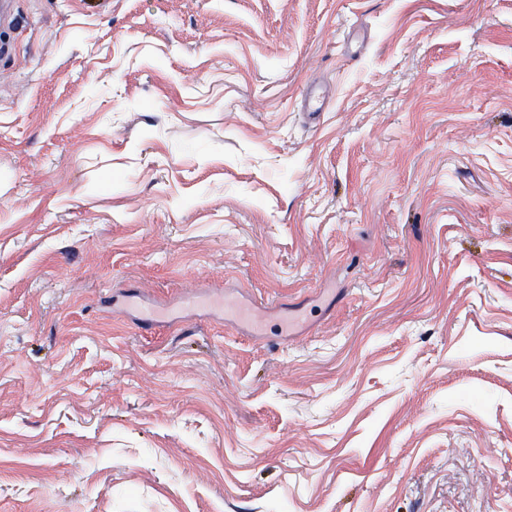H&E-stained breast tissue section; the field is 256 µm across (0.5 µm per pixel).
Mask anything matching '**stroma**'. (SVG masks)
Instances as JSON below:
<instances>
[{"mask_svg": "<svg viewBox=\"0 0 512 512\" xmlns=\"http://www.w3.org/2000/svg\"><path fill=\"white\" fill-rule=\"evenodd\" d=\"M0 512H512V0H8Z\"/></svg>", "mask_w": 512, "mask_h": 512, "instance_id": "obj_1", "label": "stroma"}]
</instances>
